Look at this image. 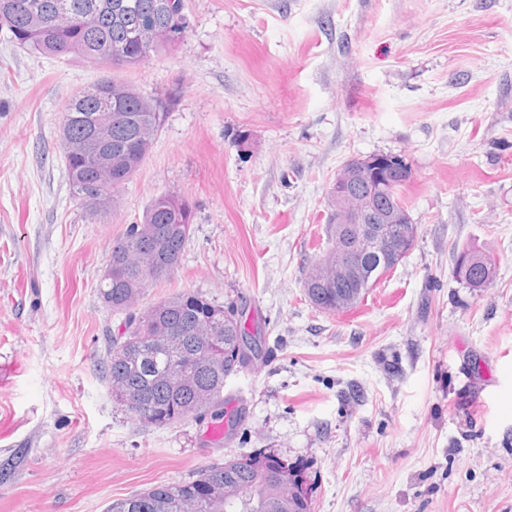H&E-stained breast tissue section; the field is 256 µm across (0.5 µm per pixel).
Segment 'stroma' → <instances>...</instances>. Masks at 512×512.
<instances>
[{"label": "stroma", "mask_w": 512, "mask_h": 512, "mask_svg": "<svg viewBox=\"0 0 512 512\" xmlns=\"http://www.w3.org/2000/svg\"><path fill=\"white\" fill-rule=\"evenodd\" d=\"M181 38L123 78L173 96L116 207L73 196L61 113L104 74L0 31V512H105L157 483L271 451L312 512H512V0H185ZM396 154L418 226L350 310L303 295L348 160ZM192 208L184 291L262 326L259 368L221 444L116 405L100 368L119 318L98 286L151 201ZM492 254L469 288L457 250Z\"/></svg>", "instance_id": "obj_1"}]
</instances>
